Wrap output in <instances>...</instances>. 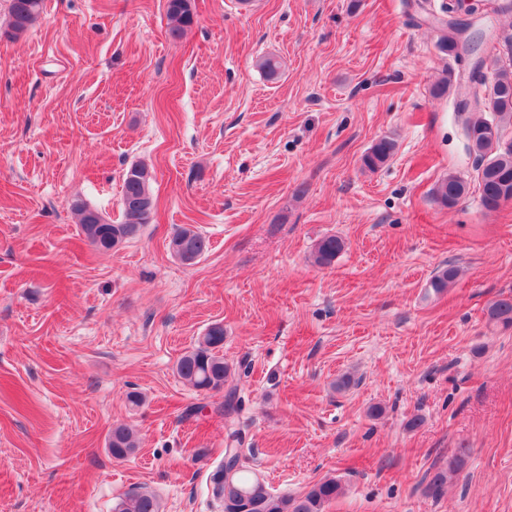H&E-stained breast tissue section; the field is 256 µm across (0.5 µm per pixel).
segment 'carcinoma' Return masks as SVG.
Here are the masks:
<instances>
[{
  "label": "carcinoma",
  "mask_w": 512,
  "mask_h": 512,
  "mask_svg": "<svg viewBox=\"0 0 512 512\" xmlns=\"http://www.w3.org/2000/svg\"><path fill=\"white\" fill-rule=\"evenodd\" d=\"M43 0H10L7 33L18 35L25 32L40 17ZM169 20L168 34L177 40L194 24L191 0H166ZM459 84V76L448 71L432 90L441 97ZM479 84L489 88L485 107L469 112L463 123V135L470 153L477 160V185L482 206L494 211L512 201V146L504 131L512 126V64L498 66L491 82L481 77ZM395 141L387 136L375 140L363 156V165L374 171L387 163L394 155ZM152 172L147 164L135 163L123 175L120 221L116 224H88L87 213L91 207L76 201L72 208L79 215L80 232L86 241L96 243L95 249L110 251L137 237L148 223L151 211L134 206L143 198L154 204L151 190ZM468 185L459 176L450 173L434 188L435 200L443 207H453L467 193ZM186 244L190 248V264H195L208 251L209 242L199 231L183 227L171 238L169 246ZM344 242L336 236L320 239L314 248L313 263L319 267L332 264L342 252ZM458 269L450 265L436 272L430 280V288L440 293L455 281ZM489 322L512 327V298H500L487 308ZM224 346V325L211 324L197 339L196 344L177 360L175 372L186 385L196 391L225 390L224 414L232 415L242 409L243 400L235 387H225L230 368L220 355ZM244 440L236 430L227 432L224 457L210 475L209 491L216 497L224 490V512H324L326 505L336 499L340 484L334 478L324 479L306 492L290 496L272 492L265 481L247 464L242 462ZM106 447L112 457L123 460L139 447L133 427L127 422L112 424L106 439ZM448 482V471L434 473L427 493L432 497L443 494ZM114 512H162L157 495L149 490H136L115 505Z\"/></svg>",
  "instance_id": "carcinoma-1"
}]
</instances>
